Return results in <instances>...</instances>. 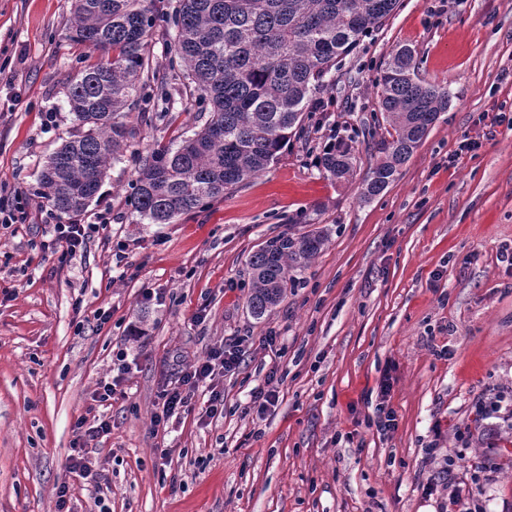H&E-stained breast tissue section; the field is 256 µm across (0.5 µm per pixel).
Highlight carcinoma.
<instances>
[{"mask_svg": "<svg viewBox=\"0 0 512 512\" xmlns=\"http://www.w3.org/2000/svg\"><path fill=\"white\" fill-rule=\"evenodd\" d=\"M159 0H75L65 37L96 61L66 86L74 129L41 169L43 198L61 215L82 213L111 163L135 135L125 107L166 116L168 78L152 66L148 38L172 26L168 67L183 68L200 93L203 127L178 148L159 146L141 160L128 205L139 221L171 224L204 202L265 172L290 139L304 131V113L324 78L392 16L399 0H178L171 14ZM380 111L395 136L364 180L361 197L379 195L399 175L441 113L448 90L418 77L415 51L401 46L377 78ZM353 146L330 142L321 171L336 181L353 174ZM322 230L283 232L249 258L247 303L261 318L279 304L292 273L320 252Z\"/></svg>", "mask_w": 512, "mask_h": 512, "instance_id": "carcinoma-1", "label": "carcinoma"}]
</instances>
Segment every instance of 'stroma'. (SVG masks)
Instances as JSON below:
<instances>
[{
	"label": "stroma",
	"instance_id": "1",
	"mask_svg": "<svg viewBox=\"0 0 512 512\" xmlns=\"http://www.w3.org/2000/svg\"><path fill=\"white\" fill-rule=\"evenodd\" d=\"M72 3L0 0V195L36 211L37 175L73 126L64 86L85 49L65 37ZM404 45L421 79L447 86L448 110L365 201L391 131L376 79ZM344 63L352 83L318 92L304 137L277 163L174 223H136L127 197L141 157L209 118L181 77L165 118L130 108L137 137L100 189L112 223L87 252L63 265L39 246L51 226L0 228V512H56L64 481L71 512H442L444 492H423L428 477L449 471L462 489L477 469L472 512H512V423L476 417L482 399L512 401V129L448 165L483 112L512 113V0H400ZM337 137L356 157L343 183L317 163ZM290 228L328 240L255 318L249 258ZM229 343L241 364L223 377V414L199 422V390L192 412L155 425L162 387ZM114 378L100 493L65 465L75 421ZM385 380L396 426L383 435L368 418ZM269 383L278 402L251 411Z\"/></svg>",
	"mask_w": 512,
	"mask_h": 512
}]
</instances>
